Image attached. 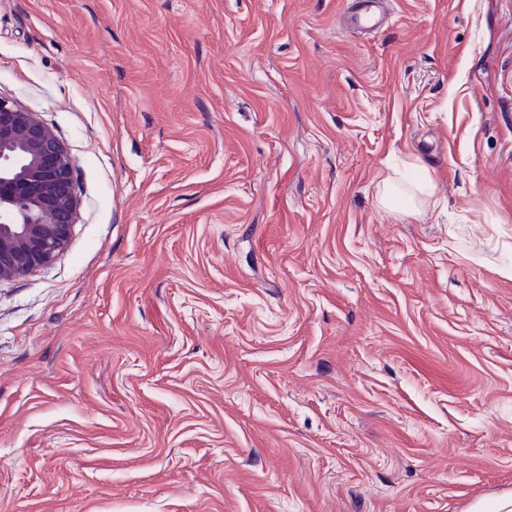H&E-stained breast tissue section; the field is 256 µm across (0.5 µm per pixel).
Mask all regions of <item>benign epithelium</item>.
<instances>
[{
  "mask_svg": "<svg viewBox=\"0 0 512 512\" xmlns=\"http://www.w3.org/2000/svg\"><path fill=\"white\" fill-rule=\"evenodd\" d=\"M74 159L34 112L0 98V281L50 265L71 240Z\"/></svg>",
  "mask_w": 512,
  "mask_h": 512,
  "instance_id": "obj_1",
  "label": "benign epithelium"
}]
</instances>
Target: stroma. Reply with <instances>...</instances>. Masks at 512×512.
Masks as SVG:
<instances>
[{"instance_id":"35a3bbf8","label":"stroma","mask_w":512,"mask_h":512,"mask_svg":"<svg viewBox=\"0 0 512 512\" xmlns=\"http://www.w3.org/2000/svg\"><path fill=\"white\" fill-rule=\"evenodd\" d=\"M391 2L0 0L79 199L0 283V512L512 498V0ZM358 2L356 12L351 15L355 25L365 29H377L385 23L387 16L382 9L381 1L358 0ZM372 3H374V5H372L374 9H367V6Z\"/></svg>"}]
</instances>
